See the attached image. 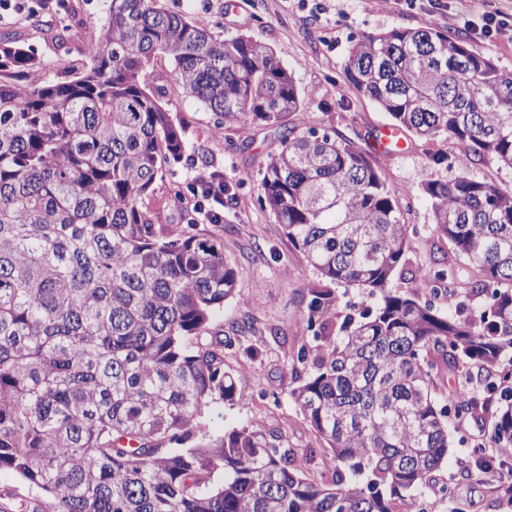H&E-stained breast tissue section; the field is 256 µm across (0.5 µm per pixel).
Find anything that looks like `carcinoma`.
I'll list each match as a JSON object with an SVG mask.
<instances>
[{"label": "carcinoma", "instance_id": "carcinoma-1", "mask_svg": "<svg viewBox=\"0 0 512 512\" xmlns=\"http://www.w3.org/2000/svg\"><path fill=\"white\" fill-rule=\"evenodd\" d=\"M163 55L183 92L224 124L263 123L281 149L260 200L304 255L302 324L316 348L290 364L291 398L322 438L317 481L300 449L252 422L214 438L207 409L245 398L224 341L203 332L234 296L215 233L165 224L144 205L185 152L183 127L147 87ZM0 38V470L37 495L33 512H440L451 429L489 411L488 445L512 447V191L470 178L512 169V73L431 27L364 35L350 88L425 141L459 148L452 178L424 192L454 258L389 284L412 236L363 149L304 128L306 94L270 46L224 38L158 0H107L89 62L63 79ZM380 295L338 318L334 286ZM483 297L479 316L428 297ZM477 368L448 401L440 374ZM467 174L476 180L492 182L504 191H512V170L509 168H499L488 161H474Z\"/></svg>", "mask_w": 512, "mask_h": 512}]
</instances>
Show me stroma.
<instances>
[{
	"label": "stroma",
	"instance_id": "35a3bbf8",
	"mask_svg": "<svg viewBox=\"0 0 512 512\" xmlns=\"http://www.w3.org/2000/svg\"><path fill=\"white\" fill-rule=\"evenodd\" d=\"M171 11L195 18L206 14L209 27L224 37L256 36L269 44L276 59L288 67L297 86L308 93L301 119L306 128L353 139L369 149L371 161L398 200L404 218L429 247L411 254V264L432 265L434 231L430 203L424 192L436 178L452 177L450 163L435 164V153L452 154L454 144L439 138L425 142L402 132L404 148L391 153L372 150L379 131L392 126L391 116L369 98L348 89L343 64L354 41L392 28L432 27L466 38L473 52L490 57L504 72H512V0H162ZM106 0H60L41 6L22 19H0V35L17 37L42 60L50 62L51 77L88 62L91 37L105 16ZM505 23L489 31L487 16ZM69 29L66 44L57 36ZM165 56L154 59L150 80L163 87V102L184 126L186 151L180 164L156 181L147 205L171 224L195 204L193 187L199 174L217 173L233 199L224 206L220 225L200 223L202 233H218L224 255L236 270L237 299L210 324L233 342L225 352V368L243 375L250 396L213 405L208 430L221 437L250 422L284 436L294 448H319L323 442L289 396V361L301 346L312 345L310 333L299 326L314 271L288 239L271 211L259 200L257 187L271 153L279 148L274 130L262 125H227L216 130V116L186 98L170 75ZM488 423L484 415L467 419L464 443L453 444L438 473L451 481V507L463 512H512V498L481 475L464 477L462 462L472 460L484 445Z\"/></svg>",
	"mask_w": 512,
	"mask_h": 512
}]
</instances>
